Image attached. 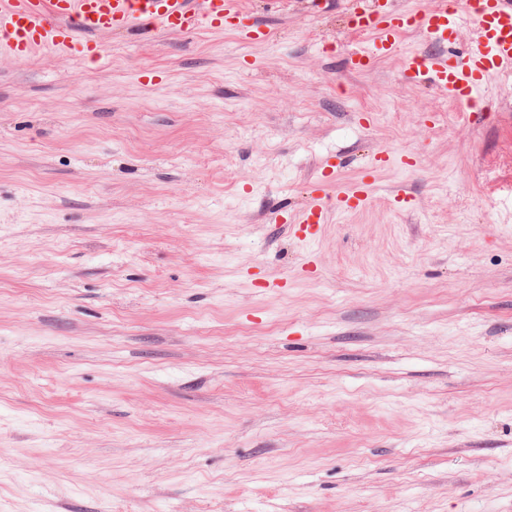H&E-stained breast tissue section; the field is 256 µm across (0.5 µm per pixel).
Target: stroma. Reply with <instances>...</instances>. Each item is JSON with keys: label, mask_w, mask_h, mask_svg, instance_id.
<instances>
[{"label": "stroma", "mask_w": 512, "mask_h": 512, "mask_svg": "<svg viewBox=\"0 0 512 512\" xmlns=\"http://www.w3.org/2000/svg\"><path fill=\"white\" fill-rule=\"evenodd\" d=\"M246 2L0 57V512H512V75L475 121L351 70L346 0ZM384 148L300 273L270 210Z\"/></svg>", "instance_id": "obj_1"}]
</instances>
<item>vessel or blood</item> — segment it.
Here are the masks:
<instances>
[{
    "mask_svg": "<svg viewBox=\"0 0 512 512\" xmlns=\"http://www.w3.org/2000/svg\"><path fill=\"white\" fill-rule=\"evenodd\" d=\"M470 19L475 33L461 54H449L448 45L458 40L461 26ZM348 27L370 37L366 46L350 50L351 69L403 57L404 82L431 87L465 112L482 111L491 78L512 69V0H470L466 6L461 0H440L422 10L402 7L398 0H357ZM202 28L232 30L250 44L269 38L267 26L254 19L244 0H0V56H29L46 48L96 61L106 51L105 38L115 31L150 38L160 30L190 34ZM410 31L420 34L425 49L402 52L401 38ZM396 159L408 167L415 164L413 155L379 151L373 169L335 194L330 188L336 163L323 162L302 209L294 212L281 204L270 218L288 225L298 241L316 243L329 211L365 209L372 200L376 169Z\"/></svg>",
    "mask_w": 512,
    "mask_h": 512,
    "instance_id": "obj_1",
    "label": "vessel or blood"
}]
</instances>
